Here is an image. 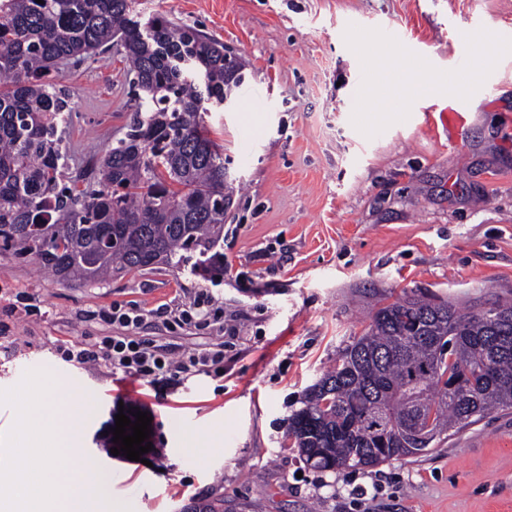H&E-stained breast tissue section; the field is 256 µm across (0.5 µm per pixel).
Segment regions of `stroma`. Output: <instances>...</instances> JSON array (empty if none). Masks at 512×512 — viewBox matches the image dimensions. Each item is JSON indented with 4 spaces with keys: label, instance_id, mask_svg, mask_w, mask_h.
<instances>
[{
    "label": "stroma",
    "instance_id": "obj_1",
    "mask_svg": "<svg viewBox=\"0 0 512 512\" xmlns=\"http://www.w3.org/2000/svg\"><path fill=\"white\" fill-rule=\"evenodd\" d=\"M223 43L245 66L230 110L204 116L234 187L216 249L224 276L130 271L60 282L0 253V390L21 369L75 386L82 462L112 476L132 512L223 498L229 512H512V411L492 413L424 454L320 471L283 449L307 387L361 335L380 299L429 294L490 307L512 299V0H133ZM469 28L463 46L451 34ZM406 31L404 68L431 82L491 64L472 99L388 98L387 29ZM122 47L61 69L69 180L84 185L133 119ZM207 292L238 337L223 364L160 387L105 363L65 361L117 329L99 312L143 315L129 335L178 357L215 343L178 315ZM151 417L150 464L94 452L109 410ZM188 427L175 430L173 418Z\"/></svg>",
    "mask_w": 512,
    "mask_h": 512
}]
</instances>
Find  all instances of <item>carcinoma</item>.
Returning <instances> with one entry per match:
<instances>
[{"instance_id": "1", "label": "carcinoma", "mask_w": 512, "mask_h": 512, "mask_svg": "<svg viewBox=\"0 0 512 512\" xmlns=\"http://www.w3.org/2000/svg\"><path fill=\"white\" fill-rule=\"evenodd\" d=\"M120 42L136 81V116L84 188L60 185L59 120L68 96L44 81ZM224 44L154 17L131 0H0V251L85 284L212 252L224 231V154L206 105L243 80ZM195 270L224 272L212 252ZM486 310L404 295L374 311L336 365L288 416L283 449L323 471L423 454L480 418L512 409V302ZM181 512H226L224 498Z\"/></svg>"}]
</instances>
